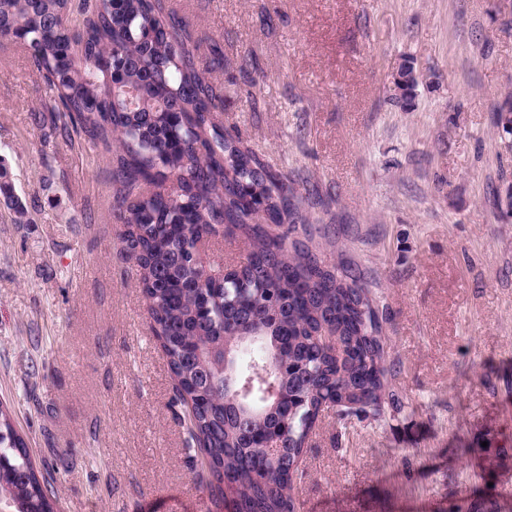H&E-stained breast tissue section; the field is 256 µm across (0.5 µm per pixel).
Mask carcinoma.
Returning a JSON list of instances; mask_svg holds the SVG:
<instances>
[{
	"label": "carcinoma",
	"mask_w": 512,
	"mask_h": 512,
	"mask_svg": "<svg viewBox=\"0 0 512 512\" xmlns=\"http://www.w3.org/2000/svg\"><path fill=\"white\" fill-rule=\"evenodd\" d=\"M76 8L87 14L81 27ZM0 38L28 52L58 112L55 133L115 144V218L185 408L195 484L218 510L296 512L291 466L320 412L368 405L380 419L402 406L386 386V316L360 273L299 234L294 189L224 132L214 82L162 0H0ZM413 72L404 63L395 79L405 106ZM154 169L170 185L144 192L141 177ZM221 219L249 254L217 284L206 243ZM254 328V344L226 347ZM0 433V451L28 470L22 483L0 472L13 500L54 512L56 498L2 407ZM269 441L282 445L276 460L265 454ZM451 512L499 507L462 498Z\"/></svg>",
	"instance_id": "1"
}]
</instances>
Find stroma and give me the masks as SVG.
Segmentation results:
<instances>
[{
	"mask_svg": "<svg viewBox=\"0 0 512 512\" xmlns=\"http://www.w3.org/2000/svg\"><path fill=\"white\" fill-rule=\"evenodd\" d=\"M219 117L287 175L314 246L387 311L403 403L324 414L297 512H512V0H166ZM411 62V107L394 78ZM27 53L0 39V403L58 512H209L173 376L112 208L111 155L56 137ZM460 448L471 456L457 457ZM510 456H501V449Z\"/></svg>",
	"mask_w": 512,
	"mask_h": 512,
	"instance_id": "1",
	"label": "stroma"
}]
</instances>
